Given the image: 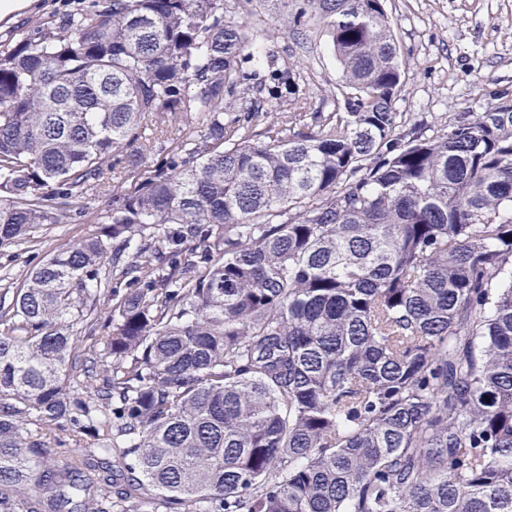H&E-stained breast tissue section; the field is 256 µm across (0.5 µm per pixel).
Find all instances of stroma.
<instances>
[{
    "instance_id": "35a3bbf8",
    "label": "stroma",
    "mask_w": 512,
    "mask_h": 512,
    "mask_svg": "<svg viewBox=\"0 0 512 512\" xmlns=\"http://www.w3.org/2000/svg\"><path fill=\"white\" fill-rule=\"evenodd\" d=\"M89 0H31L0 20V45L18 40L38 22L88 5ZM302 0H224L226 21L242 26L251 43L264 46L263 84L291 75L300 88L305 123L343 109L347 95L324 29L297 27ZM392 34L404 62L403 88L395 109L403 123L421 119L446 128L457 112H480L495 89L512 90V0H385ZM112 202L111 192L89 201L84 220L41 227L32 242L0 250V274L20 284L29 268L53 251L96 231Z\"/></svg>"
}]
</instances>
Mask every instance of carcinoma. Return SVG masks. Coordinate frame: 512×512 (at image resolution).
I'll use <instances>...</instances> for the list:
<instances>
[{
    "instance_id": "1",
    "label": "carcinoma",
    "mask_w": 512,
    "mask_h": 512,
    "mask_svg": "<svg viewBox=\"0 0 512 512\" xmlns=\"http://www.w3.org/2000/svg\"><path fill=\"white\" fill-rule=\"evenodd\" d=\"M311 20L351 89L313 127L254 131L224 0H91L0 50L1 249L205 117L0 292V512H512V93L406 127L384 0Z\"/></svg>"
}]
</instances>
